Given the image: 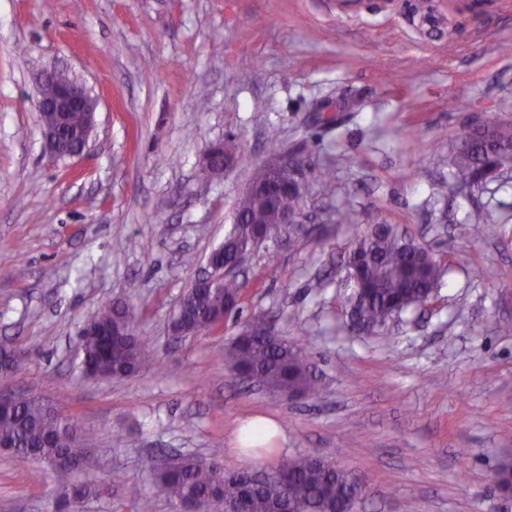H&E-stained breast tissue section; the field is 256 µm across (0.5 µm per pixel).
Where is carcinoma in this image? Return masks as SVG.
I'll return each instance as SVG.
<instances>
[{"label":"carcinoma","instance_id":"cac0c4a2","mask_svg":"<svg viewBox=\"0 0 512 512\" xmlns=\"http://www.w3.org/2000/svg\"><path fill=\"white\" fill-rule=\"evenodd\" d=\"M511 148L512 128L507 126L465 138L449 159V189L461 192L480 187L495 158ZM279 211L305 217L303 197L291 192L280 197L273 209L262 201H242L240 221L224 238V261L285 232L290 236L302 232L296 224L275 223ZM362 223L367 229L349 252L343 287L352 289L349 302L356 307L361 325L373 328L433 300L447 263L376 213L364 212ZM465 223L480 224L486 232L493 218L488 210L476 207ZM241 295L242 283L236 277L193 283L173 314V327L186 336L217 331L238 313ZM137 321L138 312L130 303L94 305L79 336L81 374H86L84 366L90 364L99 368L98 378L118 379L149 364L153 353L138 335ZM3 353L1 379L17 372L28 357L15 344H3ZM224 357L231 371L247 373L253 383L283 397L290 390L305 396L319 390L301 337L270 339L252 327L225 344ZM0 442L9 451L38 458L57 472L90 474L99 467L79 432L77 415L37 396L16 393L8 410L0 413ZM220 450L218 444L209 459L183 457L174 466H156L153 479L171 503L194 512H338L343 500L365 490L357 474L316 454L281 458L267 469L260 486L252 487L248 471L224 470ZM100 495L101 488L93 480L64 482L56 489L54 512H79L74 503Z\"/></svg>","mask_w":512,"mask_h":512}]
</instances>
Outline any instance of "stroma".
<instances>
[{"mask_svg":"<svg viewBox=\"0 0 512 512\" xmlns=\"http://www.w3.org/2000/svg\"><path fill=\"white\" fill-rule=\"evenodd\" d=\"M467 2L0 0V341L33 350L0 388L78 414L107 489L85 512H137L145 497L175 512L151 458L206 459L216 440L229 470L317 453L365 476L353 512H512L493 479L512 454V334L499 329L512 321V176L448 190L462 137L512 124V0H480L476 18ZM430 15L441 29H426ZM46 70L98 99L85 154L52 164L30 107ZM452 93L467 110L449 111ZM273 128L306 169L309 231L249 255L236 320L178 339L173 311L230 232ZM219 140L234 164L201 181ZM478 205L494 233L466 223ZM338 209L379 213L445 254L437 298L390 330L352 332L336 280L359 229L330 223ZM127 298L154 362L82 378L86 310ZM256 321L286 338L308 330L317 397L235 379L224 342ZM258 417L280 435L248 453L237 432ZM58 482L41 460L0 451V512H52Z\"/></svg>","mask_w":512,"mask_h":512,"instance_id":"1","label":"stroma"}]
</instances>
